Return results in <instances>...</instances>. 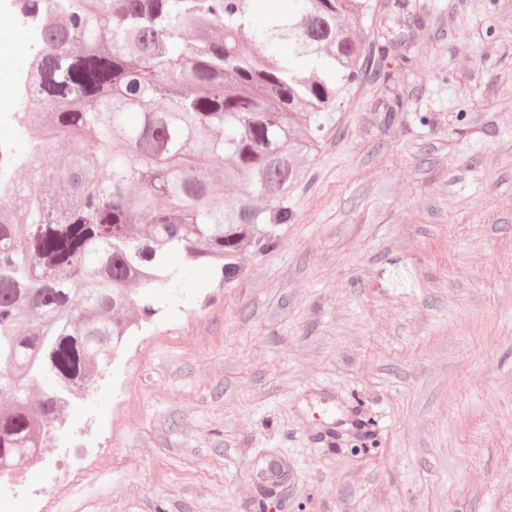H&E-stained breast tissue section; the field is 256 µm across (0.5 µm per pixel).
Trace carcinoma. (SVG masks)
<instances>
[{"instance_id":"cac0c4a2","label":"carcinoma","mask_w":512,"mask_h":512,"mask_svg":"<svg viewBox=\"0 0 512 512\" xmlns=\"http://www.w3.org/2000/svg\"><path fill=\"white\" fill-rule=\"evenodd\" d=\"M45 17L16 108L34 182L0 172V449L46 445L70 387L154 322L169 268L229 286L267 254L347 91L406 35L367 38L373 0H26ZM112 27L110 40L99 37ZM307 64L300 65L298 61Z\"/></svg>"}]
</instances>
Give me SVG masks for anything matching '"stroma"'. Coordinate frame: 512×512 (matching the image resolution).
<instances>
[{"instance_id":"35a3bbf8","label":"stroma","mask_w":512,"mask_h":512,"mask_svg":"<svg viewBox=\"0 0 512 512\" xmlns=\"http://www.w3.org/2000/svg\"><path fill=\"white\" fill-rule=\"evenodd\" d=\"M364 25L413 65L337 105L279 246L161 292L0 512H512V0Z\"/></svg>"}]
</instances>
